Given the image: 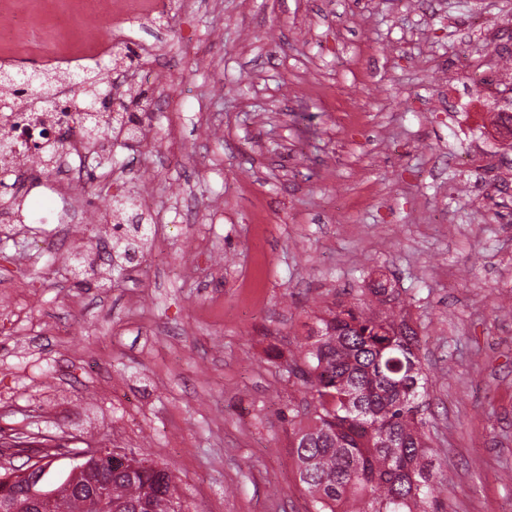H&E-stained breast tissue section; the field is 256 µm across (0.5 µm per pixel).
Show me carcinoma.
<instances>
[{"instance_id":"cac0c4a2","label":"carcinoma","mask_w":512,"mask_h":512,"mask_svg":"<svg viewBox=\"0 0 512 512\" xmlns=\"http://www.w3.org/2000/svg\"><path fill=\"white\" fill-rule=\"evenodd\" d=\"M58 73L34 79L0 76L13 99H36L58 107L51 94ZM88 88L81 112L108 108L99 78L85 77ZM136 238L115 241L120 253L144 248L148 228L134 227ZM393 289L373 281L352 302H339L318 317V327L303 344V357L285 372L305 387L303 403L290 409L298 480L314 512H438L433 448L426 432L423 402L429 380L419 357L417 331L392 305ZM88 453L57 442L37 446L27 458L48 467L61 451ZM112 468L99 465L81 480L102 475L112 484V512H188L173 473L143 454L103 449ZM71 477L53 485L47 512H86L85 501L69 490Z\"/></svg>"}]
</instances>
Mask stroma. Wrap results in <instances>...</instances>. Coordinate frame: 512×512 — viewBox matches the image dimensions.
I'll use <instances>...</instances> for the list:
<instances>
[{
	"label": "stroma",
	"mask_w": 512,
	"mask_h": 512,
	"mask_svg": "<svg viewBox=\"0 0 512 512\" xmlns=\"http://www.w3.org/2000/svg\"><path fill=\"white\" fill-rule=\"evenodd\" d=\"M58 0L39 11L47 45L77 32ZM111 44L125 95L147 90L144 137L113 136L127 163L112 188L150 198V243L111 280L104 192L75 182L72 223L33 172L24 223L0 222V466L9 444L143 452L170 468L194 512H311L286 419L305 389L283 365L315 318L388 281L431 375L428 433L443 512H512V149L464 142L468 122L512 96H477L471 68L502 64L512 0H154Z\"/></svg>",
	"instance_id": "obj_1"
}]
</instances>
